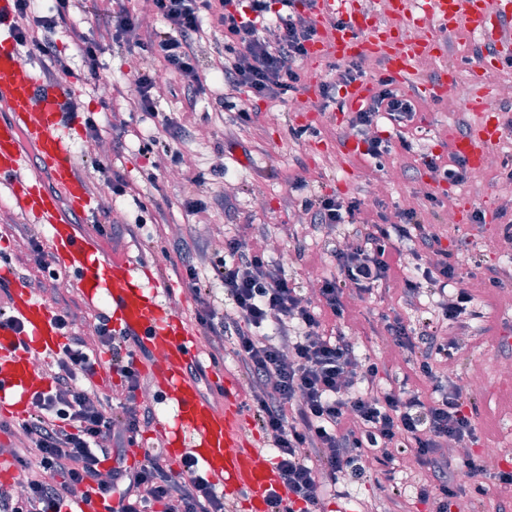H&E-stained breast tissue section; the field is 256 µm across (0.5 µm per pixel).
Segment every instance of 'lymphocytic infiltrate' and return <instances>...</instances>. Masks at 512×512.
<instances>
[{
  "label": "lymphocytic infiltrate",
  "mask_w": 512,
  "mask_h": 512,
  "mask_svg": "<svg viewBox=\"0 0 512 512\" xmlns=\"http://www.w3.org/2000/svg\"><path fill=\"white\" fill-rule=\"evenodd\" d=\"M315 7L316 0H152L158 23L150 27L128 0H54L47 14L39 0H16L11 32L41 61L48 78L64 80L81 68L86 85L105 88L110 110L129 111V120L112 127L110 158L89 160L113 195L122 197L129 182L117 161L127 139L139 136L141 121H159V171L183 164L181 147L194 132L180 114L157 115L154 67H139L125 81L105 76L102 57L112 46L136 47L162 60L192 109L207 91L196 47L203 19L211 17L224 36V53L210 67L248 100L234 123L254 127L259 114L253 103L280 99L302 84V64L318 37ZM418 110L416 99L396 89L393 79L379 77L351 113L349 134L366 156L382 159L394 145L378 133L380 120H387L402 132L397 145L414 155L409 171L424 168L449 184L464 183V157L414 151L406 133ZM302 209L312 231L345 229L341 240L325 246L334 272L309 299L271 260L269 234L255 225H233L217 261L193 235L171 243L172 269L194 294L204 353L217 370L232 355L245 381V404L272 442L286 494L272 496L270 504L276 510L285 501L289 512H321L327 490L340 478H362L372 455L385 480L394 481L401 462L387 448L395 445L412 449L424 475L415 486L417 503L427 512H452L466 494H483L482 480L489 475L483 459L455 457V445L477 442V429L462 388L436 372L459 348L452 331L478 316L459 272L466 243L448 249L422 224L418 210L392 218L358 197L313 194ZM408 254L413 264L405 263ZM217 286L227 300L222 307L215 302ZM392 287L410 307L423 295L434 297L417 322L398 314L382 317L385 340L407 355L409 379L431 382L434 396L428 401L418 392L377 383V363L360 357L355 339L342 329L355 302ZM78 317L74 306L55 311L64 342L45 370L48 392L35 395L26 419H0V432L18 437L7 453L23 485L18 496H0V512H62L92 491L117 498V512H227L223 493L199 473L195 459L175 467L160 449L144 444V433L156 422L154 404L141 398L145 374L139 363L147 350L116 334L102 316L94 337L83 336L75 329ZM105 350L120 378L108 395L92 387ZM136 447L143 459L128 465ZM460 466L470 472L468 483L456 478Z\"/></svg>",
  "instance_id": "lymphocytic-infiltrate-1"
}]
</instances>
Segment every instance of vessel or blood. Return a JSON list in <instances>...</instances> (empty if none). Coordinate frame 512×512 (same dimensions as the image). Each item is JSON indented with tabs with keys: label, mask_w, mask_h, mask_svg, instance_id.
I'll return each mask as SVG.
<instances>
[{
	"label": "vessel or blood",
	"mask_w": 512,
	"mask_h": 512,
	"mask_svg": "<svg viewBox=\"0 0 512 512\" xmlns=\"http://www.w3.org/2000/svg\"><path fill=\"white\" fill-rule=\"evenodd\" d=\"M380 5L375 12L367 0H317L319 37L309 46L310 65L372 57L382 62L387 76L406 80L416 57L441 50L442 31L460 22L484 45L497 48L500 58L512 59V28L506 26L512 0H495L491 11L484 0H424L420 8L436 25L422 43L402 40L385 22L391 15L412 25L417 7L409 0H380ZM338 17L343 25H335ZM68 94L65 84L20 65L15 40L0 33V187L9 190L22 218L49 225L51 249L83 299L91 305L106 301L113 329L139 339L149 351L159 391L176 412V426L165 438L168 456L196 458L226 495L269 512L279 474L247 438L253 419L236 388L225 384L224 404L216 406L192 370L199 356L195 332L172 314L165 289L156 281L142 282L128 256L100 253L90 228L96 193L73 161ZM487 99L483 93L475 101L473 129L452 140L454 151L474 167L506 133L497 114L486 111ZM11 299V314L23 329L0 328V404L28 412L34 394L48 386L33 370L34 356L55 354L61 333L47 303L31 289L17 286Z\"/></svg>",
	"instance_id": "vessel-or-blood-1"
}]
</instances>
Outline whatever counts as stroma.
Wrapping results in <instances>:
<instances>
[{
	"instance_id": "1",
	"label": "stroma",
	"mask_w": 512,
	"mask_h": 512,
	"mask_svg": "<svg viewBox=\"0 0 512 512\" xmlns=\"http://www.w3.org/2000/svg\"><path fill=\"white\" fill-rule=\"evenodd\" d=\"M454 44L447 49L445 57H433L427 69L417 70L411 78L412 86L430 84L433 76L443 75L447 65H460L458 82L463 92L464 104L459 113L446 112L439 104L430 103L423 110L421 136L424 144L434 152L443 153L451 135L456 134L458 122L472 124L475 121L468 102L475 86H482L490 93H497L501 84L512 83V67L493 64L488 67L472 68L468 60L478 41L465 26L453 31ZM210 91L199 101L195 110H188L180 98L174 97L170 88H161L157 93V110L160 113H184L187 123L208 131L205 139L189 141L184 151L192 158V172L204 174L206 201L212 207L208 220L196 223L180 205V183L171 175L162 173L156 181H149L152 169L140 155L139 143H130L123 160L134 194L141 197L168 199L166 210L168 225L179 226L180 230L192 231L203 239L220 238L230 224L264 225L271 239L277 240L282 249L292 250L293 245L286 235V225L295 223L301 210V202L314 192H336L342 196L357 195L371 201L383 203L387 209H394L401 198L414 195L418 189L416 180L403 178L389 181L390 172L398 170L408 156L401 148H394L385 161L384 171H376L374 162L367 156L356 153L346 157L344 165L332 166L327 162L334 152L336 141L344 139L347 133V113L336 107L318 109L316 118L307 113L294 112L289 101L258 102L260 113L275 112L279 115L276 124H262L259 130L229 129L225 120L229 115L228 105L240 103L242 96L225 87L215 75H207ZM305 127L302 137H294L292 129ZM228 168L229 179L219 178L217 168ZM304 172L307 186L293 192L289 181L297 172ZM500 169L481 172L470 169L468 183L452 186L442 181L430 185L435 202H422V219L426 227L446 236L448 242L467 240L464 253V268L474 263L497 264L495 255L485 253L482 240L498 233L494 215L497 210H506L512 219V199L498 197L497 188L501 183ZM234 181L236 191L230 194L234 204L232 210L215 205L214 200L224 194L227 181ZM460 210H483L487 220L482 224L461 222L449 224V207ZM12 224L16 230L12 235L0 238V251L17 254L24 241L37 237L41 243L49 241V227L45 224L32 225L24 222L8 190H0V225ZM147 230H140L139 240L125 247L126 253L137 258L146 267L148 276L161 277L179 317L190 320L194 317L195 300L189 288L176 277L168 261L161 254H144L139 242L146 239ZM466 286L474 297V303L481 308L483 316L476 321V331L485 332L483 342L466 346L453 359L458 378H466L474 369L483 372L484 385L473 398L476 408L475 421L481 437L482 447L501 449L503 455L512 456V381L504 380L498 371L499 364L512 358V303L506 299V291L487 294L479 279H468ZM395 310L405 318H413L412 310L406 309L399 290L378 292L366 303L353 310L351 322L358 340V353L384 363L387 369L383 383L399 386L407 366L403 355H388V345L377 333V321L381 312ZM377 472L369 471L358 481H339V497H326L325 512H359L360 502L377 490Z\"/></svg>"
}]
</instances>
